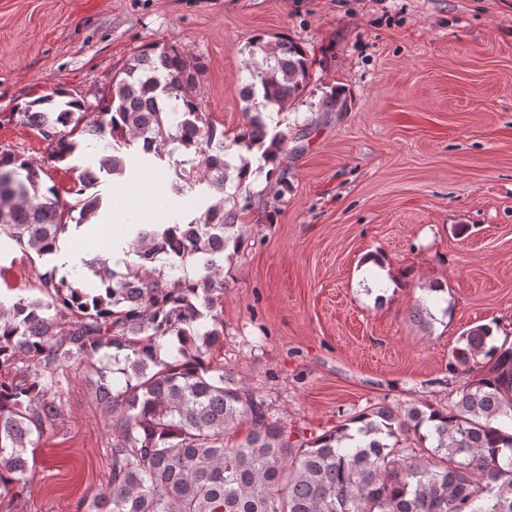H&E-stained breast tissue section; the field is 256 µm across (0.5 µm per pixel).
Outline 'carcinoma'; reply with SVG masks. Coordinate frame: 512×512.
<instances>
[{
	"label": "carcinoma",
	"mask_w": 512,
	"mask_h": 512,
	"mask_svg": "<svg viewBox=\"0 0 512 512\" xmlns=\"http://www.w3.org/2000/svg\"><path fill=\"white\" fill-rule=\"evenodd\" d=\"M250 54L263 62L240 89L250 106L232 142L261 151L275 173L287 136L268 135L262 110L281 112L304 91L309 59L280 37H258ZM198 69L176 46L147 45L97 118L77 100L56 103L59 88L19 112L50 161L69 160L87 136L108 175L124 172L123 146L160 162L170 142L193 148L202 165L168 164L173 190L205 182L220 198L188 223L138 225L124 272L101 256L84 261L92 288L53 267L38 273L35 295L0 302V496L28 492V448L57 428L76 364L111 432L108 484L79 503L84 512H512V343H497L491 326L465 330L448 357V378L462 381L448 407L370 405L320 435L293 436L211 360L224 343V261L244 242L225 189L229 171L241 184L251 162L241 153L232 162L224 129L188 93ZM41 173L0 151V245L39 258L60 250L72 212L86 222L101 207L87 194L92 168L71 201L41 191ZM243 424L245 437L229 444Z\"/></svg>",
	"instance_id": "obj_1"
}]
</instances>
